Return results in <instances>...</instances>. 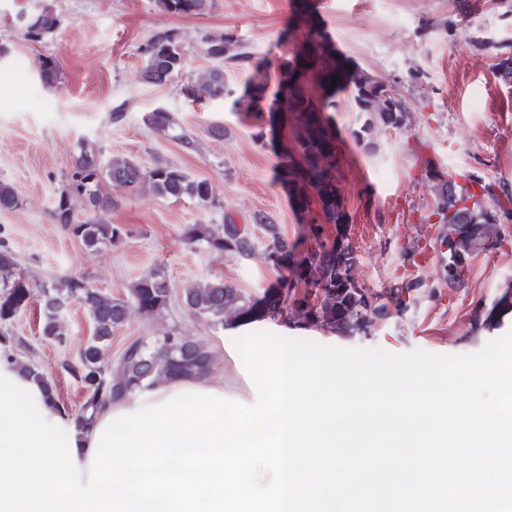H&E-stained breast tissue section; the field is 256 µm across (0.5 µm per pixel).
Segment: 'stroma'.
<instances>
[{
    "instance_id": "1",
    "label": "stroma",
    "mask_w": 512,
    "mask_h": 512,
    "mask_svg": "<svg viewBox=\"0 0 512 512\" xmlns=\"http://www.w3.org/2000/svg\"><path fill=\"white\" fill-rule=\"evenodd\" d=\"M56 30L32 40L19 15L36 0H0V181L14 185L22 203L0 212V245L11 249L17 273L31 295L11 321L9 349L17 360L34 364L50 380L61 403L77 411L84 401L71 372L92 323L79 304L62 314L65 343L44 338L42 288L79 277L123 300L144 273L162 268L170 304L150 317L131 311L115 330L108 359H116L130 340L172 329L208 344L214 365L208 384L223 387L233 401H250L249 376L235 348L236 338L259 331L342 348H381L393 353L416 349L439 354L474 353L512 332V308L497 326L485 320L512 288V221L502 222L496 238L459 262L461 277L448 282L441 261L447 225L434 216L436 195L426 171L435 166L451 175L473 173L497 195L512 194V79L500 66L512 54V0H472L462 15L457 0H315L317 30L353 65L369 71L402 100L408 119L400 128L377 132L372 143L355 140L364 118L349 92L338 93L329 117L339 143L336 183L344 199L346 222L324 223L323 236L309 233L322 221L318 205L298 210L283 179V154L293 143L290 116L282 102L267 95L276 114L275 141L231 101L195 104L182 89L216 61L205 39L234 33L251 63L232 68L235 91L255 76L257 62H268L265 80L277 84L276 65L308 39L306 27L289 28L293 0H213L206 14L173 16L153 0H50ZM168 32L185 48L180 73L161 86L141 82L144 50ZM53 60L54 89L41 82L38 59ZM163 109L190 134L193 146L151 129L147 113ZM224 128L223 138L210 135ZM83 143L102 161L127 157L144 169L163 163L192 178L208 181L215 200L165 199L145 190L112 188L111 223L123 225L121 242L87 248L53 210ZM264 214L304 259L322 245L349 249L360 288L383 295L417 282L406 309L372 317L362 330L304 324L293 305L309 288L294 280L282 296L277 317L234 321L222 326L194 317L182 291L203 280H223L254 299L291 279L289 270L265 259V234L252 218ZM233 218L248 225L254 250L240 257L189 243L185 229Z\"/></svg>"
}]
</instances>
